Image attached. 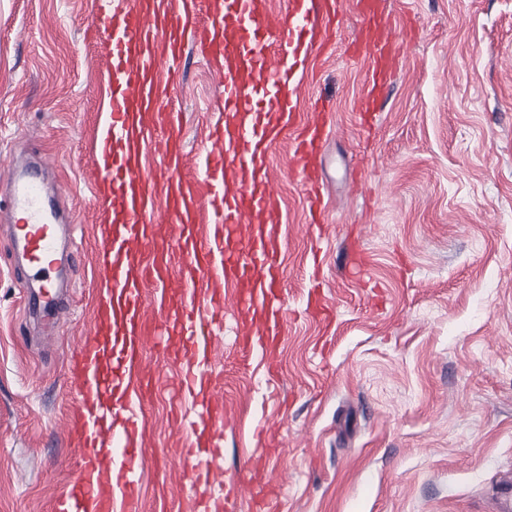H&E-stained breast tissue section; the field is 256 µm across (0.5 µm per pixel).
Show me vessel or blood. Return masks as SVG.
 I'll use <instances>...</instances> for the list:
<instances>
[{"instance_id":"b4317fda","label":"vessel or blood","mask_w":512,"mask_h":512,"mask_svg":"<svg viewBox=\"0 0 512 512\" xmlns=\"http://www.w3.org/2000/svg\"><path fill=\"white\" fill-rule=\"evenodd\" d=\"M358 44L370 58L367 88L357 104L368 112L390 82L395 38L382 0H358ZM203 0H103L111 27L112 111L92 156L100 173L97 196L105 200L100 226L96 286L100 300L91 332L69 361L80 391L71 435L80 468L63 498L64 512H136L134 491L143 474L147 432L140 421L154 392L137 366L147 336L165 337L164 363L180 365L177 395L195 406L182 420L191 444L179 451L190 487H204L195 512H218L241 495L245 474L225 480L220 465L224 430L212 426L220 407L206 375L210 338L224 326L220 287L234 289L241 315L260 324L243 336V351L260 347L270 359L281 336V272L278 207L266 179L267 152L292 117L308 51L318 32L332 34L339 0H286L281 12L260 0H224V11L202 22ZM197 44L215 73L224 77V118L208 135L205 177L186 179L185 146L178 113L161 107L167 90L159 73L176 75L186 41ZM163 131V167L147 170L143 146ZM326 128L309 123L297 139L293 166L308 193L312 223L322 216L323 181L318 158ZM8 224L14 249L26 256V274L41 282L39 303L59 310L62 290L48 278L61 220L37 168L6 176ZM252 232L240 237L241 225ZM159 283L157 311H143L144 287Z\"/></svg>"}]
</instances>
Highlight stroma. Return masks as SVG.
<instances>
[{"label": "stroma", "mask_w": 512, "mask_h": 512, "mask_svg": "<svg viewBox=\"0 0 512 512\" xmlns=\"http://www.w3.org/2000/svg\"><path fill=\"white\" fill-rule=\"evenodd\" d=\"M400 46L378 112L357 110L369 58L346 0L298 102L326 101L325 223L309 224L292 132L268 154L279 199L283 332L276 377L240 363L233 294L214 341L230 420L223 467L262 458L269 505L226 512H504L512 493V0H384ZM97 0H0V171L26 161L65 194L75 282L61 318L29 308L0 231V512H55L76 474L72 349L94 317L99 203L90 162L112 59ZM224 86L186 49L175 97L186 173L202 174ZM145 358H156L147 344ZM144 512H192L173 450L172 368H152ZM276 434L263 457L258 425Z\"/></svg>", "instance_id": "35a3bbf8"}]
</instances>
